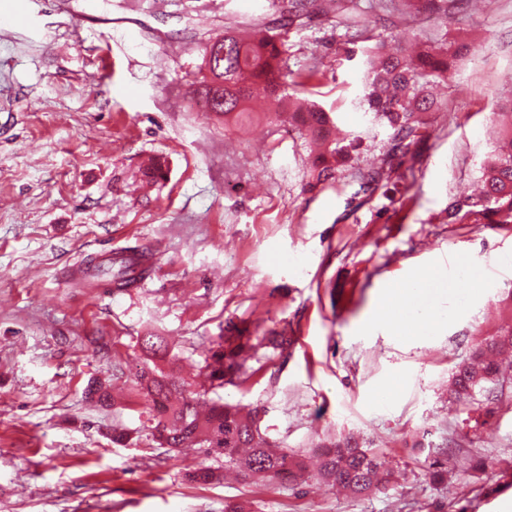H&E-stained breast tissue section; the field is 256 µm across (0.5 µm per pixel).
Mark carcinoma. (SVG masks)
<instances>
[{"label":"carcinoma","instance_id":"carcinoma-1","mask_svg":"<svg viewBox=\"0 0 512 512\" xmlns=\"http://www.w3.org/2000/svg\"><path fill=\"white\" fill-rule=\"evenodd\" d=\"M463 0H421V8L448 15ZM322 13L320 0H288V14L281 23L261 37L224 30L220 40L209 41L202 49V76L197 92L204 111L224 116V121H239L250 111L252 85H265L275 116L288 113V122L319 145L313 179L323 183L336 178L338 166L353 160L363 144L360 132L336 137V122L307 99L295 100L286 85L292 74L288 34L301 24L308 9ZM376 17H344L333 20L349 31L362 26L372 30ZM385 40L366 47L367 69L362 95L355 105L370 117L369 124H386L394 130L393 153L406 154L420 130L427 128L429 115L443 109L444 103L428 94V88L445 80L448 64L470 51V47L448 39V33L428 37L418 52L385 53ZM497 127L493 152L482 167L478 192L458 198L445 210L448 223H512V99L497 104L493 113ZM94 273L75 280L80 288H94L107 282L114 293H126L149 278L155 268V252L147 247H122L106 260L93 264ZM246 329L229 320L225 334L211 341L209 355L198 369L197 383L161 369L157 361L169 354L165 339L158 335L141 338L146 358L139 369L140 387L146 399L145 420L139 427L112 433V443L137 444L141 438L164 453L191 450L206 460L188 474L187 480L208 483L221 477L223 470H234L243 478L268 481L301 480L307 470L300 455L288 453L261 428L255 408L230 404L208 397L209 391L232 383L244 373L245 357L251 346L242 342ZM512 350V322L500 326L480 341L473 355L459 364L448 386L449 396L472 398L486 390V384L499 380L500 366L494 356ZM85 398L102 407L111 405L109 386L94 377L84 388ZM310 455L318 462L317 475L332 486L354 495L366 496L379 489L386 478L382 463L373 448H363L357 440L345 437L319 444Z\"/></svg>","mask_w":512,"mask_h":512}]
</instances>
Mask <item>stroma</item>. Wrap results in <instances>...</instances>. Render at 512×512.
<instances>
[{"mask_svg": "<svg viewBox=\"0 0 512 512\" xmlns=\"http://www.w3.org/2000/svg\"><path fill=\"white\" fill-rule=\"evenodd\" d=\"M288 0H0V512H504L512 488V370L493 400L452 404L448 380L493 333L512 288V224H450L444 210L473 192L493 149L490 114L512 90V0L467 4L428 21L393 13L402 50L431 27L475 45L448 69L445 109L408 154L377 128L353 168L309 188V141L270 121L266 101L246 131L194 109L202 49L225 28L278 25ZM298 68L320 69L314 97L346 131L364 73L326 17L289 34ZM165 163L146 183L145 159ZM384 170L360 190L353 170ZM151 247L154 273L126 294L78 288L82 263ZM469 266L481 280L466 283ZM434 269L424 302L446 309L434 329L392 330L375 316L384 288ZM258 344L224 399L259 408L288 449L351 435L378 449L389 481L355 496L319 479L298 489L235 477L185 481L201 458L113 445L144 402L102 409L89 377L121 363L133 387L138 340L164 336L185 375L226 320ZM447 449L444 484L428 457Z\"/></svg>", "mask_w": 512, "mask_h": 512, "instance_id": "stroma-1", "label": "stroma"}]
</instances>
